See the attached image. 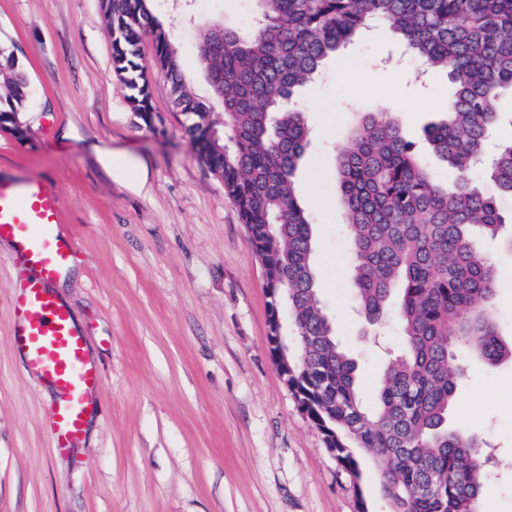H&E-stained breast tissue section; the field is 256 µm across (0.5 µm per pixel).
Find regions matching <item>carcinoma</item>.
Wrapping results in <instances>:
<instances>
[{
    "instance_id": "cac0c4a2",
    "label": "carcinoma",
    "mask_w": 512,
    "mask_h": 512,
    "mask_svg": "<svg viewBox=\"0 0 512 512\" xmlns=\"http://www.w3.org/2000/svg\"><path fill=\"white\" fill-rule=\"evenodd\" d=\"M252 26L198 29L199 59L211 96L224 108L216 125L208 102L182 72L170 26L151 0H102L112 61L128 100L152 125L143 37L170 83L183 127L201 161L224 180L238 207L267 288L288 294V328L297 357L288 385L322 431L326 447L353 487L361 454L385 463L380 493L388 512H482L488 461L465 427H448V409L464 376L465 351L490 368L512 360L491 310L495 270L487 241L512 248V215L495 196L472 186L478 159L496 127V100L512 88V0H256ZM387 24L426 68L446 72L454 89L448 120L424 131L426 148L458 172L439 183L424 153L388 112L362 115L338 152V183L352 251L353 302L374 325L392 319L404 342L368 403L357 365L336 342L318 297L313 237L294 194L293 177L307 145L294 90L320 64ZM31 99L24 72L0 45V119H22ZM485 171L512 196V142L500 145ZM442 479L437 494L422 486Z\"/></svg>"
}]
</instances>
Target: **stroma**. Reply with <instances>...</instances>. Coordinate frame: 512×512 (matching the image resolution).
<instances>
[{"instance_id":"35a3bbf8","label":"stroma","mask_w":512,"mask_h":512,"mask_svg":"<svg viewBox=\"0 0 512 512\" xmlns=\"http://www.w3.org/2000/svg\"><path fill=\"white\" fill-rule=\"evenodd\" d=\"M180 30L184 72L209 98L197 66L195 23L247 28L254 0H153ZM0 45L9 46L33 90L24 115L31 137L0 131V182H46L59 195L58 232L77 276L63 304L85 336L103 381L96 412L76 448L61 454L49 425L50 391L14 351L12 288L19 264L0 239V512H387L381 464L367 463L360 488L328 452L280 378L268 340L267 292L224 181L199 159L152 67L154 126L133 112L112 64L100 0H0ZM418 61L385 25L340 58L323 61L295 95L308 110L309 142L295 176L315 243L320 299L337 338L374 400L393 325L371 328L351 306L347 215L337 178L338 146L362 112L404 100L405 137L422 142L445 117V73L418 80ZM125 152L138 170L117 177L97 150ZM501 339L512 341V251L491 247ZM480 390L464 383L449 424L467 425L496 474L483 512H512V362L488 370L469 358Z\"/></svg>"}]
</instances>
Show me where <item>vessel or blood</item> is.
Returning <instances> with one entry per match:
<instances>
[{"mask_svg": "<svg viewBox=\"0 0 512 512\" xmlns=\"http://www.w3.org/2000/svg\"><path fill=\"white\" fill-rule=\"evenodd\" d=\"M61 206L45 182L0 185V239L19 241L25 261L39 270L14 291L10 341L28 369L51 387V428L56 448L65 451L78 444L95 412L87 394L98 386L100 373L69 312L48 288L70 257L56 241Z\"/></svg>", "mask_w": 512, "mask_h": 512, "instance_id": "1", "label": "vessel or blood"}]
</instances>
